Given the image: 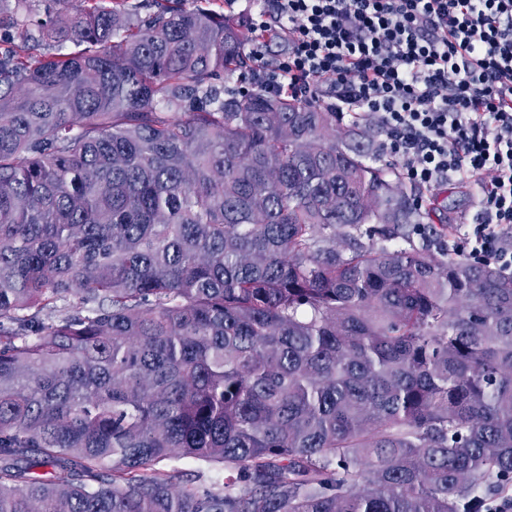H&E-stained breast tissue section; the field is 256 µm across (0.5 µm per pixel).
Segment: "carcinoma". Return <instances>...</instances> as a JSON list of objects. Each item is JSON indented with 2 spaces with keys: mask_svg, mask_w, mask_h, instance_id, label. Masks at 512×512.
<instances>
[{
  "mask_svg": "<svg viewBox=\"0 0 512 512\" xmlns=\"http://www.w3.org/2000/svg\"><path fill=\"white\" fill-rule=\"evenodd\" d=\"M36 2L0 26L81 50L0 59V512L512 498V276L386 192L367 126L239 90L244 24ZM159 466L168 471L175 470L181 474L202 472L213 482H221L224 476L223 470L212 469L209 471L204 464L192 458L172 459L161 463Z\"/></svg>",
  "mask_w": 512,
  "mask_h": 512,
  "instance_id": "cac0c4a2",
  "label": "carcinoma"
}]
</instances>
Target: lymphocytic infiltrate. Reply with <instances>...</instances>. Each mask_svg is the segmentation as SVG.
I'll list each match as a JSON object with an SVG mask.
<instances>
[{
	"label": "lymphocytic infiltrate",
	"mask_w": 512,
	"mask_h": 512,
	"mask_svg": "<svg viewBox=\"0 0 512 512\" xmlns=\"http://www.w3.org/2000/svg\"><path fill=\"white\" fill-rule=\"evenodd\" d=\"M250 29L265 91L372 120L420 190L474 188L451 249L512 275V0H261Z\"/></svg>",
	"instance_id": "lymphocytic-infiltrate-1"
}]
</instances>
